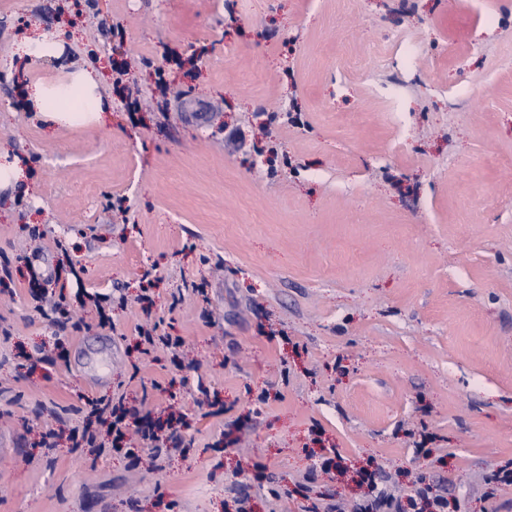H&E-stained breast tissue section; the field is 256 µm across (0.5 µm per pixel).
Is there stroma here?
I'll return each mask as SVG.
<instances>
[{
	"label": "stroma",
	"instance_id": "obj_1",
	"mask_svg": "<svg viewBox=\"0 0 512 512\" xmlns=\"http://www.w3.org/2000/svg\"><path fill=\"white\" fill-rule=\"evenodd\" d=\"M92 63L100 121L29 106ZM13 160L0 512L365 501L317 442L512 512V0H0ZM147 321L198 369L140 354ZM89 398L179 409L185 452L73 448Z\"/></svg>",
	"mask_w": 512,
	"mask_h": 512
}]
</instances>
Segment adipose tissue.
Masks as SVG:
<instances>
[{"mask_svg":"<svg viewBox=\"0 0 512 512\" xmlns=\"http://www.w3.org/2000/svg\"><path fill=\"white\" fill-rule=\"evenodd\" d=\"M100 86L101 75L90 66L84 68L70 84L53 89L34 86L30 98L41 117L48 121L81 127L109 107L99 91Z\"/></svg>","mask_w":512,"mask_h":512,"instance_id":"obj_1","label":"adipose tissue"}]
</instances>
